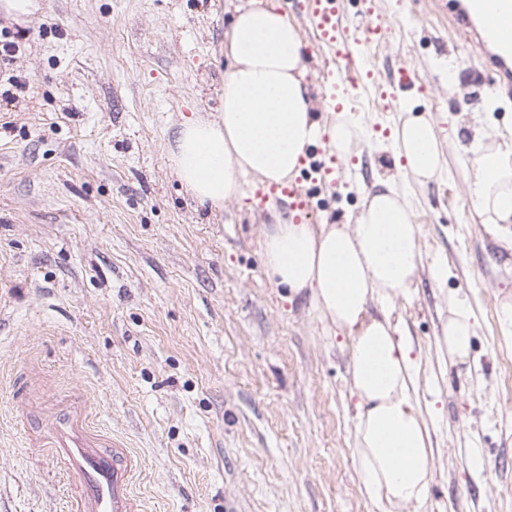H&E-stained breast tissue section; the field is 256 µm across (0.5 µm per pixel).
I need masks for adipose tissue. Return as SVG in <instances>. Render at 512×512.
Returning a JSON list of instances; mask_svg holds the SVG:
<instances>
[{
  "label": "adipose tissue",
  "mask_w": 512,
  "mask_h": 512,
  "mask_svg": "<svg viewBox=\"0 0 512 512\" xmlns=\"http://www.w3.org/2000/svg\"><path fill=\"white\" fill-rule=\"evenodd\" d=\"M232 64L224 74L217 120L185 119L169 152L180 181L213 206L241 197L242 179L280 184L297 174L308 147L326 144L346 158L361 135L346 114L320 122L305 82L302 36L277 0H247L224 33ZM392 143L401 164L379 181L352 223L314 226L277 219L265 234L263 263L271 282L292 292L310 289L321 313L351 335L350 374L357 399L353 460L367 496L383 512L423 503L432 479L433 448L420 411L414 344L389 316H369L371 301L408 295L422 265L420 226L399 178L439 179L447 161L432 120L399 102ZM468 183L473 223L494 225L512 239V126L474 130L457 157ZM438 346L463 362L470 356L477 318L471 307L448 302Z\"/></svg>",
  "instance_id": "obj_1"
}]
</instances>
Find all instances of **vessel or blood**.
<instances>
[{
	"label": "vessel or blood",
	"mask_w": 512,
	"mask_h": 512,
	"mask_svg": "<svg viewBox=\"0 0 512 512\" xmlns=\"http://www.w3.org/2000/svg\"><path fill=\"white\" fill-rule=\"evenodd\" d=\"M344 4L345 0H305L319 40L336 47L339 65L347 67L384 38L387 26L378 16L352 26L344 18ZM451 23L480 47L481 66L495 73L500 83L511 85L512 0H466L452 11ZM49 434L54 454L78 489L79 512H140L132 490L139 461L128 449L104 447L76 413L54 423Z\"/></svg>",
	"instance_id": "obj_1"
}]
</instances>
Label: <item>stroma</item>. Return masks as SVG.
<instances>
[{
	"instance_id": "obj_1",
	"label": "stroma",
	"mask_w": 512,
	"mask_h": 512,
	"mask_svg": "<svg viewBox=\"0 0 512 512\" xmlns=\"http://www.w3.org/2000/svg\"><path fill=\"white\" fill-rule=\"evenodd\" d=\"M246 0H35L0 29L26 36L0 95V512H72L74 490L43 439L81 408L105 446L140 461L142 512H381L352 460L355 397L349 338L309 291L275 287L263 231L289 202L251 211L256 177L220 208L199 205L168 160L184 118L218 117L224 31ZM281 0L306 43L320 121L332 79L302 8ZM389 32L360 67L347 102L362 136L348 160L316 150L338 186L308 179L312 224H345L378 181L396 175L398 119L383 96L410 64L416 113L433 118L454 159L464 125L512 124V91L490 93L478 50L432 0H347ZM457 73L449 89V73ZM410 195L423 265L390 311L421 356L420 409L433 479L404 512H512V244L471 223L457 172ZM448 269L435 281L432 266ZM479 319L470 360L441 359L449 298Z\"/></svg>"
}]
</instances>
